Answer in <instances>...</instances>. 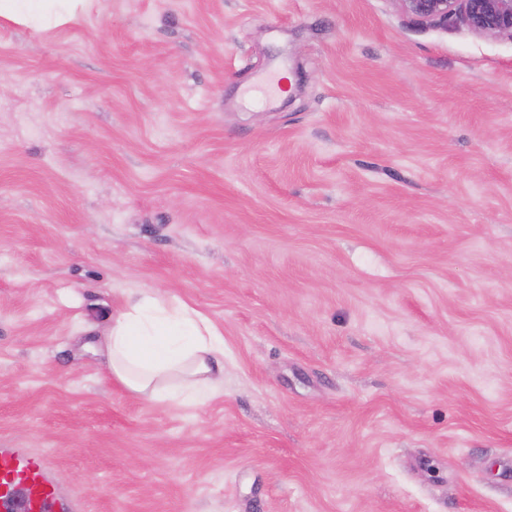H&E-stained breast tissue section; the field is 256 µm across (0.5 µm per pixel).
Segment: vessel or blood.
<instances>
[{"mask_svg": "<svg viewBox=\"0 0 512 512\" xmlns=\"http://www.w3.org/2000/svg\"><path fill=\"white\" fill-rule=\"evenodd\" d=\"M76 512L52 474V462L25 448H0V512Z\"/></svg>", "mask_w": 512, "mask_h": 512, "instance_id": "1", "label": "vessel or blood"}]
</instances>
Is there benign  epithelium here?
I'll return each instance as SVG.
<instances>
[{"instance_id":"1","label":"benign epithelium","mask_w":512,"mask_h":512,"mask_svg":"<svg viewBox=\"0 0 512 512\" xmlns=\"http://www.w3.org/2000/svg\"><path fill=\"white\" fill-rule=\"evenodd\" d=\"M418 24H445L457 17L478 36L512 38V0H393Z\"/></svg>"}]
</instances>
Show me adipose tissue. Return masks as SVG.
Segmentation results:
<instances>
[{
  "label": "adipose tissue",
  "mask_w": 512,
  "mask_h": 512,
  "mask_svg": "<svg viewBox=\"0 0 512 512\" xmlns=\"http://www.w3.org/2000/svg\"><path fill=\"white\" fill-rule=\"evenodd\" d=\"M105 347L113 380L146 401L199 406L222 391L224 336L184 301L128 299Z\"/></svg>",
  "instance_id": "1"
}]
</instances>
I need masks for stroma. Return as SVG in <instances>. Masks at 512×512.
<instances>
[{
	"mask_svg": "<svg viewBox=\"0 0 512 512\" xmlns=\"http://www.w3.org/2000/svg\"><path fill=\"white\" fill-rule=\"evenodd\" d=\"M141 293L223 332V394L113 381ZM0 447L78 512H512V39L393 0L1 16Z\"/></svg>",
	"mask_w": 512,
	"mask_h": 512,
	"instance_id": "1",
	"label": "stroma"
}]
</instances>
